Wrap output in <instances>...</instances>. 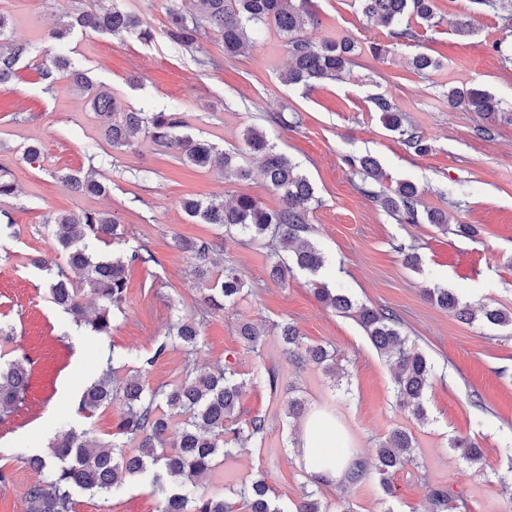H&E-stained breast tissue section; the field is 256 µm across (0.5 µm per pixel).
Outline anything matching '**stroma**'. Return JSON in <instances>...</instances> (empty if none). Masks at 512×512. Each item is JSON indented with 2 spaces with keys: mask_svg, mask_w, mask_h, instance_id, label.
Returning a JSON list of instances; mask_svg holds the SVG:
<instances>
[{
  "mask_svg": "<svg viewBox=\"0 0 512 512\" xmlns=\"http://www.w3.org/2000/svg\"><path fill=\"white\" fill-rule=\"evenodd\" d=\"M100 3L0 0V13L13 21L0 38V52L15 42L29 45L16 79L0 89V171H9L16 184L14 195L0 197V322L14 328L12 349L33 361L24 403L0 420V466L12 475L0 490V512H26L25 492L40 475L25 458L43 451L55 434L73 427L105 440L114 432L121 401L89 418L74 411L101 363L111 361L123 375L138 369V357L170 324L203 308L206 290L175 247L178 238L220 239L210 280L222 278L228 267L246 280L243 300L208 318L196 367L205 372L234 364L244 382L243 410L268 420L263 437L238 447L216 468L206 483L210 491L225 492L263 473L273 504L285 512L314 489L330 512H426L436 487L447 488L450 512H512V326L462 321L422 294L445 288L464 304L512 313V15L478 8L473 0H435L440 24L417 26L416 39L400 44L386 28L367 21L354 0H311L317 23L305 37L347 35L362 52L349 75L304 88L282 81L288 54L275 31L253 33L252 47L231 60L210 31L194 48L175 45L166 35L169 0H118L150 29L148 41L78 27L47 40L70 16ZM461 17L470 20L471 36L456 35L454 22ZM373 43L385 45L386 56L372 58L367 48ZM420 52L438 60L439 68L414 73L411 59ZM59 56L86 73L94 88L114 92L130 108L180 112L186 135L219 148L243 149L246 128L263 129L314 188L310 239L324 253L325 267L315 276L296 269L286 282L273 281L272 245L188 217L181 208L186 197L229 201L249 194L272 210L279 197L260 177L229 180L219 167L185 165L146 138L114 149L68 72H57L50 84L41 80V71ZM452 85L488 91L501 113L490 119L450 107ZM380 95L402 111L405 128L420 132L427 154H416L399 133L383 127L373 104ZM276 113L284 114L287 126L270 122ZM487 125L493 128L489 138L480 133ZM33 144L40 145L41 155L31 163L24 152ZM367 155L378 160L382 181H364L357 162ZM91 167L107 186L104 195L76 194L62 180ZM403 181L421 192L412 224L373 199ZM432 209L447 213V228L429 223ZM101 211L126 236L119 244H96L97 253L144 248L152 256L128 265L127 298L108 336L76 329L50 301L53 272L30 263L34 256L59 262L48 233L54 217ZM461 224L472 225L475 235H458ZM409 249L420 258L418 268L404 262ZM317 279L399 315L402 335L434 365L425 423L411 420L400 407L390 362L357 322L317 301ZM283 321L296 324L306 343L334 349L343 379L289 362L271 331ZM243 322L268 326L259 350L239 338ZM270 369L279 376L274 392L265 383ZM290 397L302 399L308 415L335 422L352 457L369 466L394 428L408 429L415 438L413 462L393 472L387 487L375 477L350 489L336 481L316 486L298 456L305 418L284 414ZM456 437L483 448L481 462L472 466L462 459L450 446ZM74 499L75 512L157 510L150 487L138 480L105 496L78 491Z\"/></svg>",
  "mask_w": 512,
  "mask_h": 512,
  "instance_id": "35a3bbf8",
  "label": "stroma"
}]
</instances>
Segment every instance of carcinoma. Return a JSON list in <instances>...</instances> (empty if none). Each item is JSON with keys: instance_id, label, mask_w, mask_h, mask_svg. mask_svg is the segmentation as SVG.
Instances as JSON below:
<instances>
[{"instance_id": "1", "label": "carcinoma", "mask_w": 512, "mask_h": 512, "mask_svg": "<svg viewBox=\"0 0 512 512\" xmlns=\"http://www.w3.org/2000/svg\"><path fill=\"white\" fill-rule=\"evenodd\" d=\"M183 9L172 5L168 12L167 36L171 42L192 48L202 31L210 29L224 39V55L236 57L249 42V33L257 27L273 28L284 40L290 60L282 79L289 85L309 86L323 79L335 80L350 72L355 56L361 52L354 39L341 36L318 42L304 37L306 26L315 22L309 8L310 0H185ZM358 9L368 20L390 29L399 41L412 39L415 32L411 21L433 27L436 13L434 0H355ZM69 26L95 32H138L142 39L151 34L140 29L134 15L113 4L97 11L82 12L73 17ZM28 52L27 44L19 42L9 51L0 53V87L11 83L15 66ZM91 109L100 118L105 136L112 148L120 150L132 145V138L141 133L153 143L178 152L183 161L193 167L206 168L212 164L224 169L228 179L248 180L252 170L243 154L258 156L264 181L279 196L280 205L271 210L249 195H240L231 204L216 197L186 198L182 209L191 218L205 224H216L226 231H239L253 241L266 237L281 243H299L289 258L272 262L269 275L285 282L293 269L316 274L324 265V256L313 244L302 239L311 232L310 213L314 189L285 154L277 150L266 133L256 127L246 129L243 140L245 153L226 152L206 140H195L181 134L185 127L179 112L132 111L123 106L115 94L96 91L89 97ZM448 104L461 105L470 112L493 116L501 111L500 103L485 90L477 87L448 90ZM384 127L404 136L405 144L418 154L429 146L417 132L404 129V115L393 101L385 96L374 100ZM64 182L71 188L93 195L106 193L107 187L95 178L94 172L69 174ZM363 193L376 199L388 212L400 214L410 221L418 216L419 190L409 182H400L386 194L371 190ZM51 232L65 266L58 268L49 292L51 302L60 308L77 326H86L100 336L112 332L114 311L126 300V266L143 260L137 250L129 254L98 256L89 251L88 240L105 245L119 243L125 237L121 225L107 212H84L80 215L62 214L53 218ZM176 246L189 255L194 274L203 279L207 264L221 251L219 243L205 240L179 239ZM78 274L72 282L69 271ZM245 282L237 270L224 269V280L208 288L205 297L206 313L223 311L235 304L242 295ZM92 296L97 302L93 315H87L81 296ZM425 297L443 309L456 311L460 318L471 322L477 318L499 326L512 325V314L498 308L473 309L461 305L456 294L446 288H425ZM314 295L325 307L353 318L363 329L373 346L392 360L395 366V386L402 405L415 419H427L423 398L433 377V366L419 349L408 344L400 332V319L395 312L355 302L342 289L321 281L314 283ZM204 319L184 317L172 325V334L156 340L152 351L140 359V374L116 376L111 362H106L98 377L87 385L77 399V412L88 417L96 410L112 405L119 399L123 412L112 433L103 441L88 431L68 429L54 437L41 455L27 459L29 466L46 477L31 485L25 495L27 512H75L72 492L76 489L108 495L118 490L125 479L148 481L158 498L157 512H235L240 502L247 512H283L273 505L270 486L260 476L232 491L231 499L204 490V484L219 458L232 453L231 446L244 439L261 437L267 430V419L253 415L241 419L239 394L243 381L227 362L209 372H196L191 365L184 368L181 380L175 384L151 387L142 375L149 372L178 344L186 354L199 349ZM283 352L298 363L324 365L336 376L338 364L321 345H306L297 327L290 322L275 324ZM266 335L255 323L240 326L239 336L252 349ZM32 362L25 354L11 358L0 357V419L8 417L26 397ZM451 447L460 451L472 465L483 458L482 449L468 439L456 438ZM412 437L405 431H393L378 451L375 471L382 482L390 474L412 461ZM347 486L355 487L367 476L360 462L344 466ZM448 491L433 489L429 494L430 512H447ZM295 512H328L327 506L313 491H307Z\"/></svg>"}]
</instances>
